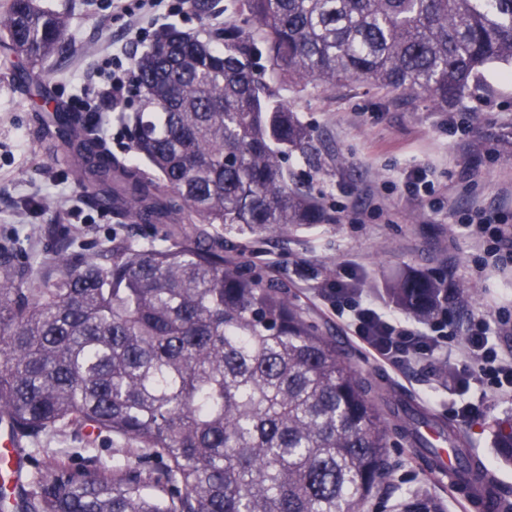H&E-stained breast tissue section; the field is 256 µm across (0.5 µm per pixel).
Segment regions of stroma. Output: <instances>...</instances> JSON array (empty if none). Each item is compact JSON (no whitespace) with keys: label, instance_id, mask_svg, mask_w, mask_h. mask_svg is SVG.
Instances as JSON below:
<instances>
[{"label":"stroma","instance_id":"stroma-1","mask_svg":"<svg viewBox=\"0 0 512 512\" xmlns=\"http://www.w3.org/2000/svg\"><path fill=\"white\" fill-rule=\"evenodd\" d=\"M41 7L65 13L70 47L48 60L45 98L75 112H98L114 154L127 156L128 140L118 116L140 106L136 92L114 101L100 90L116 62L131 66L150 44L153 33H136L133 20L138 0L114 12L111 0H38ZM228 0H209L207 14L184 9L172 25L193 34H215L224 27ZM25 61L0 66V243L13 241L21 262L30 263L38 280L55 278L45 262L65 225L73 250L85 252L111 239L117 226L110 211L89 202L74 176V161L60 141L39 138L42 110L31 97L23 73ZM289 107L314 130L318 162L300 153L288 157L295 178L311 180L326 205L335 211L332 224L302 226L285 235L273 234L249 243L214 226L213 234L236 246L243 265L288 286L289 299L350 360L362 377L381 392L410 397L432 415L448 418L447 373L458 371L456 360L438 355L401 369L376 362L357 342L354 331L317 296V288L342 280L388 311L391 282L408 275L442 278L450 290L448 315L456 323L480 315L494 321L512 314V264L481 271L482 246L464 226L471 213L483 209L496 223L512 226V66L485 69L458 100L440 106L426 97L409 99L358 82L333 89L315 84L280 91ZM430 191L414 193L418 176ZM471 296L459 301L457 285ZM468 399L480 398L470 390ZM483 399V398H480ZM480 419L458 421L467 448L500 479L512 494V463L504 461L492 436L496 422L512 419V398L483 399ZM48 453L81 465L82 451L95 447L111 459L105 438L90 439L67 429L41 440ZM390 474L361 512H400V502L432 500L441 512H459L461 504L447 485L428 474L416 451L398 431H391Z\"/></svg>","mask_w":512,"mask_h":512}]
</instances>
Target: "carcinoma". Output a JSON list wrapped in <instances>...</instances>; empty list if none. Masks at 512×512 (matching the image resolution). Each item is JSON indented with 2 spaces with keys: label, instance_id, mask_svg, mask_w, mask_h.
<instances>
[{
  "label": "carcinoma",
  "instance_id": "obj_1",
  "mask_svg": "<svg viewBox=\"0 0 512 512\" xmlns=\"http://www.w3.org/2000/svg\"><path fill=\"white\" fill-rule=\"evenodd\" d=\"M224 49L174 26L134 62L130 149L111 153L103 118L61 107L82 185L122 229L163 224L162 243L126 232L90 253L61 243L39 284L0 246V419L37 443L61 430L106 434L123 465L72 467L27 452L26 488L0 512H359L386 481L389 421L334 341L286 286L224 254V240L332 224L321 194L293 181L288 153L317 155L312 129L276 84L365 81L446 105L491 64H512V0H230ZM37 0L0 12V59L35 67L68 42ZM268 66L257 68L260 46ZM388 293L430 317L440 280ZM402 433L426 448L425 413L398 400Z\"/></svg>",
  "mask_w": 512,
  "mask_h": 512
}]
</instances>
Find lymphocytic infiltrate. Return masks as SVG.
<instances>
[{
  "label": "lymphocytic infiltrate",
  "mask_w": 512,
  "mask_h": 512,
  "mask_svg": "<svg viewBox=\"0 0 512 512\" xmlns=\"http://www.w3.org/2000/svg\"><path fill=\"white\" fill-rule=\"evenodd\" d=\"M468 231L486 242V265L512 263V230L499 224H472ZM346 283L336 281L321 288L320 298L329 301L337 317H349L358 341L376 359L397 366L411 365L435 355L454 353L464 367L457 377L460 387L477 384L483 395L512 397V353L502 352L496 342L498 325L486 318H470L464 331L441 317L423 331L409 326L391 312L367 299L349 300Z\"/></svg>",
  "instance_id": "lymphocytic-infiltrate-1"
}]
</instances>
